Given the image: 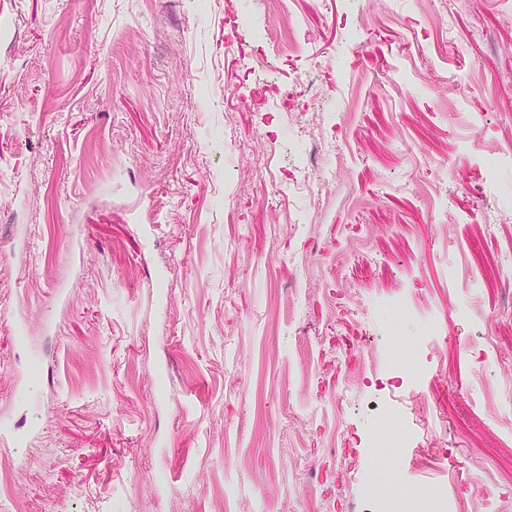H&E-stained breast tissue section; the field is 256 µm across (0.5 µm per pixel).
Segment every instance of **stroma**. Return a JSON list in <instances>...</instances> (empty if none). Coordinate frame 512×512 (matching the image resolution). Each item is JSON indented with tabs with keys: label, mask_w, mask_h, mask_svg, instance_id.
<instances>
[{
	"label": "stroma",
	"mask_w": 512,
	"mask_h": 512,
	"mask_svg": "<svg viewBox=\"0 0 512 512\" xmlns=\"http://www.w3.org/2000/svg\"><path fill=\"white\" fill-rule=\"evenodd\" d=\"M259 22L305 35L260 84ZM301 139L358 200L312 226L321 163L266 174ZM511 145L512 0H0V512H355L394 471L512 501ZM434 326L430 414L391 392L422 468L359 376Z\"/></svg>",
	"instance_id": "35a3bbf8"
}]
</instances>
